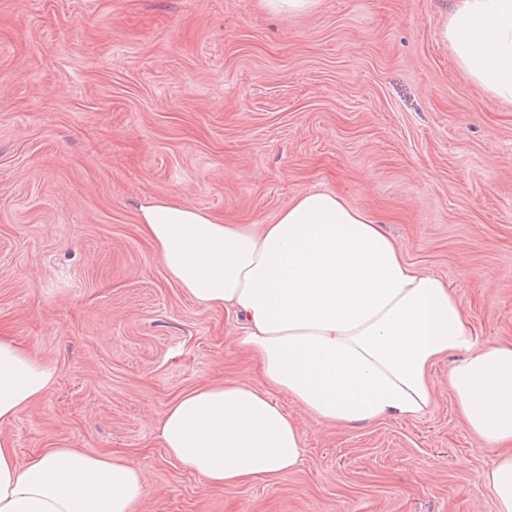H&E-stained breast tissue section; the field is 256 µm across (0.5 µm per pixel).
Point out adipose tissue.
I'll list each match as a JSON object with an SVG mask.
<instances>
[{"instance_id": "ef3b65f1", "label": "adipose tissue", "mask_w": 512, "mask_h": 512, "mask_svg": "<svg viewBox=\"0 0 512 512\" xmlns=\"http://www.w3.org/2000/svg\"><path fill=\"white\" fill-rule=\"evenodd\" d=\"M441 35L475 83L512 101V0H456ZM140 230L195 303L242 321L239 342L264 382L206 383L170 402L158 436L185 469L216 489L276 481L303 460L302 433L276 394L344 426L419 417L433 404L429 368L455 353L448 384L469 429L496 452L483 483L497 512H512V343H478L448 283L409 262L364 211L311 191L271 223L227 224L152 199ZM53 380L0 336V425ZM144 493L131 462L73 448L23 462L0 435V512H135Z\"/></svg>"}]
</instances>
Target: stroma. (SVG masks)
Wrapping results in <instances>:
<instances>
[{
	"label": "stroma",
	"mask_w": 512,
	"mask_h": 512,
	"mask_svg": "<svg viewBox=\"0 0 512 512\" xmlns=\"http://www.w3.org/2000/svg\"><path fill=\"white\" fill-rule=\"evenodd\" d=\"M453 0H0V335L55 370L0 434L21 458L135 463L136 512H496L493 451L431 367L421 417L297 414L303 462L214 489L156 428L179 393L259 380L240 323L198 306L138 231L148 200L267 224L339 194L442 277L479 343L512 340V102L456 64ZM316 0H260V5L278 14H298L310 9Z\"/></svg>",
	"instance_id": "obj_1"
}]
</instances>
